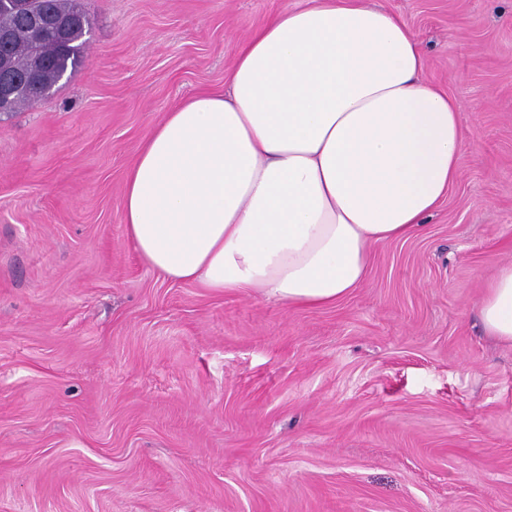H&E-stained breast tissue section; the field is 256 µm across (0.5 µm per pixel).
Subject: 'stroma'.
Wrapping results in <instances>:
<instances>
[{"label":"stroma","mask_w":512,"mask_h":512,"mask_svg":"<svg viewBox=\"0 0 512 512\" xmlns=\"http://www.w3.org/2000/svg\"><path fill=\"white\" fill-rule=\"evenodd\" d=\"M304 0H81L84 63L0 115V512H512V0H373L459 101L461 177L365 281L291 306L160 277L121 197L166 112ZM485 329L512 344V263L504 264L490 281L479 304Z\"/></svg>","instance_id":"35a3bbf8"}]
</instances>
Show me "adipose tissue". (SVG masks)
Returning <instances> with one entry per match:
<instances>
[{
    "label": "adipose tissue",
    "mask_w": 512,
    "mask_h": 512,
    "mask_svg": "<svg viewBox=\"0 0 512 512\" xmlns=\"http://www.w3.org/2000/svg\"><path fill=\"white\" fill-rule=\"evenodd\" d=\"M461 107L408 25L367 0H307L237 50L222 92L167 112L127 173L141 259L173 281L335 302L372 243L418 231L460 177ZM512 344V263L479 304Z\"/></svg>",
    "instance_id": "obj_1"
}]
</instances>
